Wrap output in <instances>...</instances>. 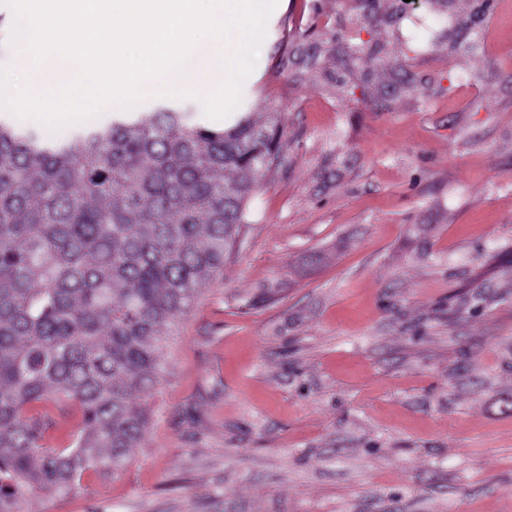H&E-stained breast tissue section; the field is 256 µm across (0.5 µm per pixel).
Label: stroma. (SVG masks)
<instances>
[{
	"label": "stroma",
	"mask_w": 512,
	"mask_h": 512,
	"mask_svg": "<svg viewBox=\"0 0 512 512\" xmlns=\"http://www.w3.org/2000/svg\"><path fill=\"white\" fill-rule=\"evenodd\" d=\"M260 55L280 159L133 397L143 439L27 512H512V0H283ZM221 76L138 108L222 128Z\"/></svg>",
	"instance_id": "35a3bbf8"
}]
</instances>
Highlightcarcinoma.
Listing matches in <instances>:
<instances>
[{"label": "carcinoma", "instance_id": "cac0c4a2", "mask_svg": "<svg viewBox=\"0 0 512 512\" xmlns=\"http://www.w3.org/2000/svg\"><path fill=\"white\" fill-rule=\"evenodd\" d=\"M278 112L212 129L160 107L61 141L0 122V512L120 470L149 418L168 330L224 268ZM81 415L54 447V415Z\"/></svg>", "mask_w": 512, "mask_h": 512}]
</instances>
